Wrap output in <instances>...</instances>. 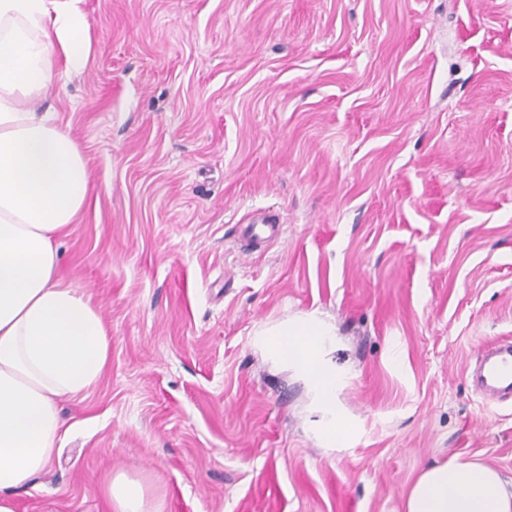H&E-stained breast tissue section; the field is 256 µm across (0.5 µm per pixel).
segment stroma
<instances>
[{
    "instance_id": "35a3bbf8",
    "label": "stroma",
    "mask_w": 512,
    "mask_h": 512,
    "mask_svg": "<svg viewBox=\"0 0 512 512\" xmlns=\"http://www.w3.org/2000/svg\"><path fill=\"white\" fill-rule=\"evenodd\" d=\"M83 75L42 101L90 195L61 242L107 367L15 512H404L452 458L512 483V0H84ZM277 237L248 246L254 212ZM315 315L351 426L255 344ZM511 348L504 345L481 351L475 364L478 384L512 393ZM108 497L115 505L116 512H148L145 492L142 485L117 475L108 485Z\"/></svg>"
}]
</instances>
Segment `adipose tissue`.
<instances>
[{
    "instance_id": "1",
    "label": "adipose tissue",
    "mask_w": 512,
    "mask_h": 512,
    "mask_svg": "<svg viewBox=\"0 0 512 512\" xmlns=\"http://www.w3.org/2000/svg\"><path fill=\"white\" fill-rule=\"evenodd\" d=\"M83 0H0V512L56 453L60 402L102 376L110 340L85 294L64 285L62 237L83 209L90 174L76 141L39 101L57 72L83 73L92 37ZM260 348L312 394L328 446L348 425L336 404L332 329L309 317L260 333ZM406 512H512L498 471L454 458L426 468Z\"/></svg>"
}]
</instances>
